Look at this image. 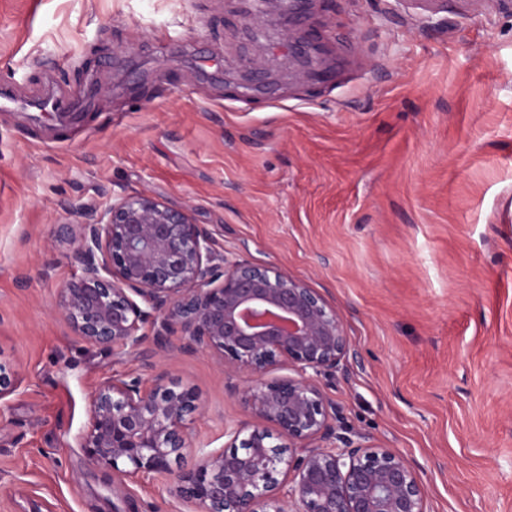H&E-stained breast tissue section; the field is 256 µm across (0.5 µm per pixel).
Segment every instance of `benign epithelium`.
I'll list each match as a JSON object with an SVG mask.
<instances>
[{"label":"benign epithelium","instance_id":"1","mask_svg":"<svg viewBox=\"0 0 512 512\" xmlns=\"http://www.w3.org/2000/svg\"><path fill=\"white\" fill-rule=\"evenodd\" d=\"M74 224L53 235L72 242L78 274L60 290L58 309L86 343L142 348H207L255 422L224 430L217 450H199L188 469L189 425L203 414L196 393L159 371L105 381L90 405L81 447L89 463L126 478L172 477V494L191 512H430L428 492L403 454L337 433L336 402L318 384L357 357L341 312L298 277L273 267L218 256L209 229L189 211L131 195L103 211L73 209ZM286 366L295 376L269 379ZM18 386L0 363V400Z\"/></svg>","mask_w":512,"mask_h":512}]
</instances>
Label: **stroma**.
Masks as SVG:
<instances>
[{"label":"stroma","mask_w":512,"mask_h":512,"mask_svg":"<svg viewBox=\"0 0 512 512\" xmlns=\"http://www.w3.org/2000/svg\"><path fill=\"white\" fill-rule=\"evenodd\" d=\"M417 2L312 0L295 24L288 0H0V512H185L167 477L88 465L108 379L194 389L197 450L247 418L211 351L149 363L56 309L76 269L54 225L137 194L341 311L358 356L322 388L417 464L431 512H512V7ZM340 53L362 79L321 83ZM52 96L81 121L30 105Z\"/></svg>","instance_id":"1"}]
</instances>
